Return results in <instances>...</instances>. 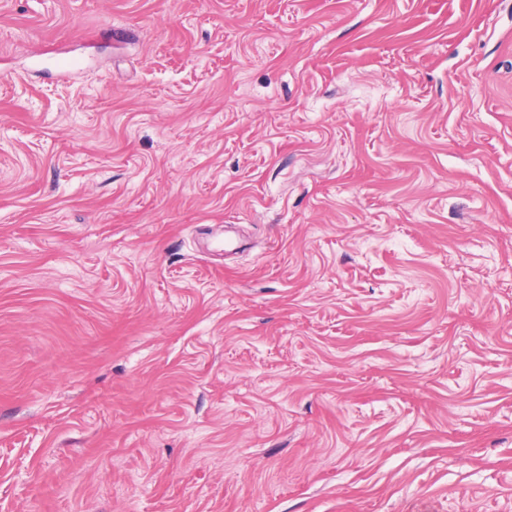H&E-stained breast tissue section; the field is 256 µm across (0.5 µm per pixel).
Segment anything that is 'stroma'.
Here are the masks:
<instances>
[{
    "instance_id": "obj_1",
    "label": "stroma",
    "mask_w": 512,
    "mask_h": 512,
    "mask_svg": "<svg viewBox=\"0 0 512 512\" xmlns=\"http://www.w3.org/2000/svg\"><path fill=\"white\" fill-rule=\"evenodd\" d=\"M0 512H512V0H0Z\"/></svg>"
}]
</instances>
